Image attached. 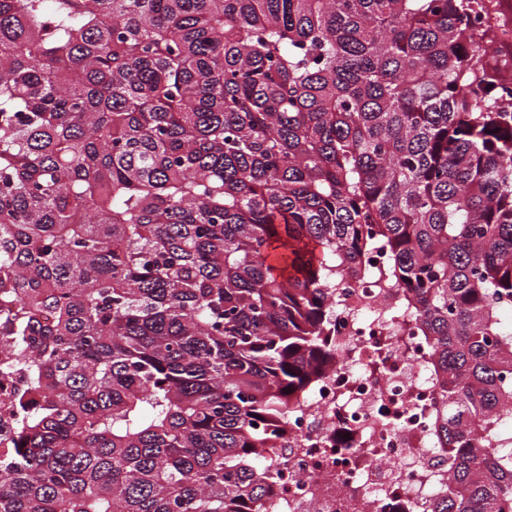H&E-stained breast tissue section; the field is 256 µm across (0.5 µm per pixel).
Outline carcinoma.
Returning a JSON list of instances; mask_svg holds the SVG:
<instances>
[{
	"label": "carcinoma",
	"instance_id": "cac0c4a2",
	"mask_svg": "<svg viewBox=\"0 0 512 512\" xmlns=\"http://www.w3.org/2000/svg\"><path fill=\"white\" fill-rule=\"evenodd\" d=\"M494 2L0 0V512H264L345 275L430 347L431 512H512ZM24 370L0 374V439H7L20 422L14 407L15 396L24 390Z\"/></svg>",
	"mask_w": 512,
	"mask_h": 512
}]
</instances>
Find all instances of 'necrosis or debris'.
I'll use <instances>...</instances> for the list:
<instances>
[{
    "label": "necrosis or debris",
    "instance_id": "necrosis-or-debris-1",
    "mask_svg": "<svg viewBox=\"0 0 512 512\" xmlns=\"http://www.w3.org/2000/svg\"><path fill=\"white\" fill-rule=\"evenodd\" d=\"M336 364L293 417L266 512H429L448 484L431 452L437 387L420 337L396 316L399 291L341 279ZM23 371L0 374V439L19 422Z\"/></svg>",
    "mask_w": 512,
    "mask_h": 512
}]
</instances>
